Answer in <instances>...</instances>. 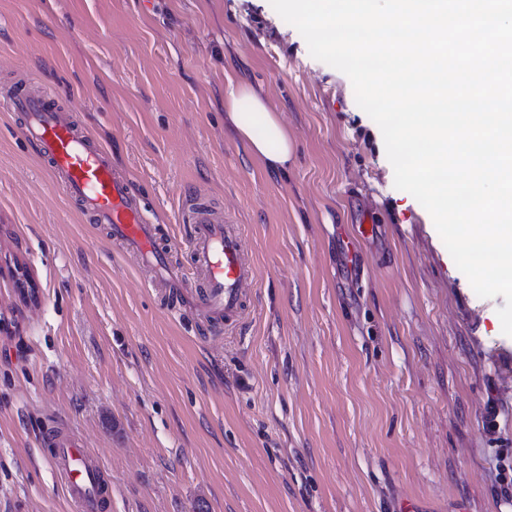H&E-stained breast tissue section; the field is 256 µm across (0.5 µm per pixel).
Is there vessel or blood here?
<instances>
[{
  "label": "vessel or blood",
  "instance_id": "obj_1",
  "mask_svg": "<svg viewBox=\"0 0 512 512\" xmlns=\"http://www.w3.org/2000/svg\"><path fill=\"white\" fill-rule=\"evenodd\" d=\"M0 110L22 116L23 135L46 158L49 173L94 223L108 228L113 242L166 287H182L189 273L199 274L203 286L195 294L197 308L225 328L236 327L246 302L244 287L256 277L239 224L206 197L189 199L182 221L190 226L186 247L194 266L184 270L175 247L159 241L126 173L113 164L104 146L69 119L55 92L34 94L21 84L0 93ZM43 444L76 512H102L105 475L97 457L60 424L48 428Z\"/></svg>",
  "mask_w": 512,
  "mask_h": 512
}]
</instances>
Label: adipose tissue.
<instances>
[{
	"label": "adipose tissue",
	"mask_w": 512,
	"mask_h": 512,
	"mask_svg": "<svg viewBox=\"0 0 512 512\" xmlns=\"http://www.w3.org/2000/svg\"><path fill=\"white\" fill-rule=\"evenodd\" d=\"M224 108L234 133L249 152L260 158L269 172H287L295 144L265 98L247 84H233L224 97Z\"/></svg>",
	"instance_id": "obj_1"
}]
</instances>
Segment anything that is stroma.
<instances>
[{
    "label": "stroma",
    "mask_w": 512,
    "mask_h": 512,
    "mask_svg": "<svg viewBox=\"0 0 512 512\" xmlns=\"http://www.w3.org/2000/svg\"><path fill=\"white\" fill-rule=\"evenodd\" d=\"M53 86L159 226L191 193L244 231L242 325L207 326L92 223L0 112V512H74L64 422L112 512H512V337L394 185L349 78L270 0H0V88ZM258 89L296 145L267 171L224 115ZM379 238L354 242L359 225ZM43 445L75 510L101 512L106 504L107 482L97 457L58 422L45 432Z\"/></svg>",
    "instance_id": "35a3bbf8"
}]
</instances>
